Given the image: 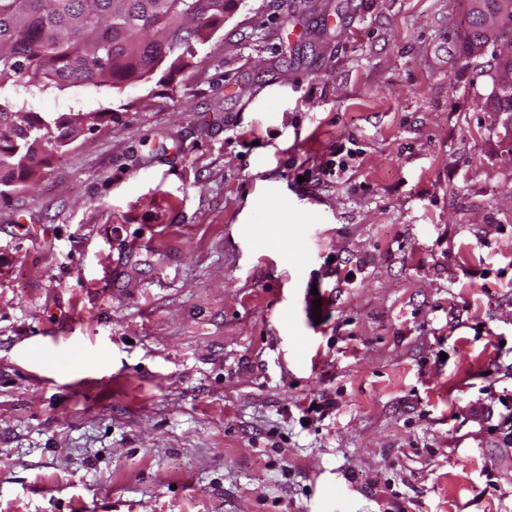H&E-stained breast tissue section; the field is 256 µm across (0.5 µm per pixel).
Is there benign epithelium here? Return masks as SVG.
<instances>
[{
  "mask_svg": "<svg viewBox=\"0 0 512 512\" xmlns=\"http://www.w3.org/2000/svg\"><path fill=\"white\" fill-rule=\"evenodd\" d=\"M497 12L486 15L480 25L481 42L470 45L472 58L485 54L492 48V75L494 91L490 100V111L509 114L512 127V108H498L497 101L512 95V0H497Z\"/></svg>",
  "mask_w": 512,
  "mask_h": 512,
  "instance_id": "1",
  "label": "benign epithelium"
}]
</instances>
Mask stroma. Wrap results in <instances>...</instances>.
Returning a JSON list of instances; mask_svg holds the SVG:
<instances>
[{"mask_svg": "<svg viewBox=\"0 0 512 512\" xmlns=\"http://www.w3.org/2000/svg\"><path fill=\"white\" fill-rule=\"evenodd\" d=\"M467 0H251L0 197V512H512V130ZM320 301L318 314L309 305Z\"/></svg>", "mask_w": 512, "mask_h": 512, "instance_id": "stroma-1", "label": "stroma"}]
</instances>
